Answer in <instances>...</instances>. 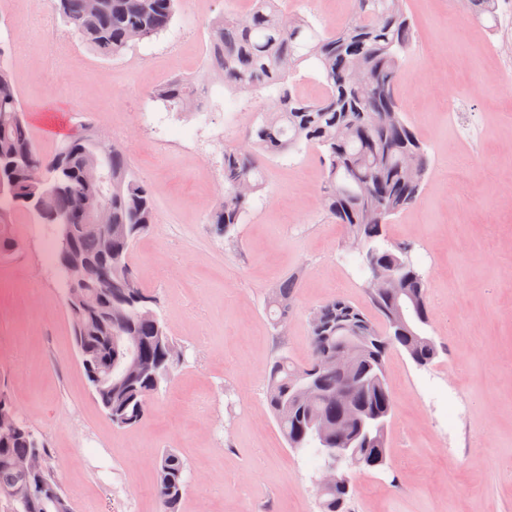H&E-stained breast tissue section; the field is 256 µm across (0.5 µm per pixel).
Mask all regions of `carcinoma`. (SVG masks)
Returning a JSON list of instances; mask_svg holds the SVG:
<instances>
[{
    "mask_svg": "<svg viewBox=\"0 0 512 512\" xmlns=\"http://www.w3.org/2000/svg\"><path fill=\"white\" fill-rule=\"evenodd\" d=\"M54 10L70 31L95 54L117 57L144 40L166 32L182 0H99L96 14L89 13L87 0H53ZM348 18L336 27L317 29L303 15L282 12L275 0H252L244 13H226L209 26L208 67L202 78L176 77L155 88L151 97L169 110L198 112L209 86L256 93L268 92L270 106L260 113V122L248 131L245 146L224 150V195L210 210L208 223L226 236L241 222L254 197L264 190L263 165L274 157L299 148L321 150L323 183L320 190L324 211L358 237L377 259L363 262L374 272L396 260L397 247L383 248L390 217L411 207L421 194L429 171L423 143L399 112L395 91L403 58L413 41V25L406 0H351ZM468 11L477 17H496L497 0H467ZM306 68L316 76L324 93L318 99L301 94L293 77ZM353 69L363 70L369 83L357 86L350 80ZM33 147L25 109L9 72L0 66V211L28 209L24 198L39 194L26 185L21 170L11 167ZM412 152L411 167L404 157ZM112 194L108 204L112 223L125 225V233L112 236V252L120 266L112 271V287L105 303L122 306L123 319L112 317V331L124 327L141 337L128 351L98 331L90 318L82 319L81 346L85 356L97 361L112 360V370L131 354L150 363L152 375L128 385L112 386L97 393L98 401L112 424L119 428L139 425L151 398L177 369L183 358L153 309L154 298L141 287L130 253L133 243L154 223L155 207L148 189L137 178L124 144L112 141ZM69 172L61 183L55 206L68 211L91 190L85 179L84 154L74 148ZM249 191L239 195V188ZM399 287L419 293V318L430 312L427 285L414 268L398 277ZM295 279L274 288L267 307L278 322L292 310ZM327 320L320 328L310 327L311 357L305 366L294 364L287 355L278 356L268 372L266 399L278 427L294 451L323 457L328 445L310 437V418L331 420L348 406L359 423L353 427L359 439L366 435L367 419L385 421L393 414L394 400L385 380L390 350L411 349L406 338L383 335L372 321L343 298H332L321 306ZM366 323L370 342L354 366L355 376L345 378L334 370L320 368L322 358L336 350V327ZM22 433L0 444V486L19 479V467L32 448V428L20 421ZM386 444L369 442L356 449L362 465L373 469L387 464ZM187 465L173 449L158 460L155 494L164 512H179L187 487ZM349 491L320 497L321 512H348Z\"/></svg>",
    "mask_w": 512,
    "mask_h": 512,
    "instance_id": "cac0c4a2",
    "label": "carcinoma"
}]
</instances>
